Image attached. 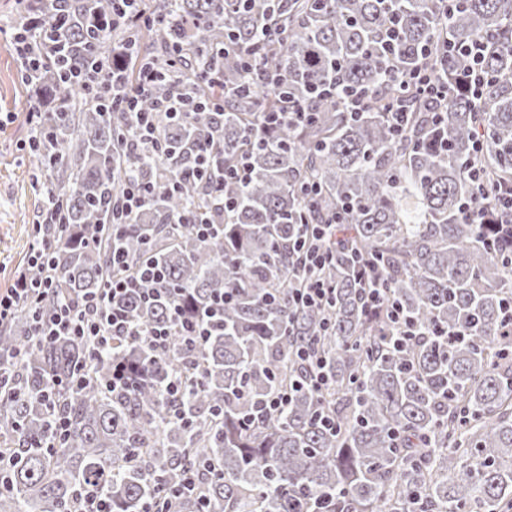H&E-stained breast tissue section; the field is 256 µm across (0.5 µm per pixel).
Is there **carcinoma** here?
Wrapping results in <instances>:
<instances>
[{"mask_svg": "<svg viewBox=\"0 0 512 512\" xmlns=\"http://www.w3.org/2000/svg\"><path fill=\"white\" fill-rule=\"evenodd\" d=\"M113 0H48L49 36L69 46L73 68L106 58L126 36L114 30ZM167 21L132 32L130 77L139 62L179 42L198 95L219 110L154 113L157 151L91 89L105 73L64 82L45 62L43 142L36 183L62 203L52 230L56 290L38 305L59 307L98 291L117 245L132 264L166 273L161 298L131 292L116 303L144 328L171 326V303L214 315L212 334L190 366L177 331L158 354L129 336L112 338L77 383L87 341L67 336L32 348L27 309L0 324V358L11 390L0 392V456H6L0 512H66L77 491L107 496L112 512H144L170 497L185 473L194 493L171 512H512V336L502 310L512 301V266L489 251V228L461 214L472 198L493 207L512 191V0H158ZM486 44L489 82L481 103L456 87L461 47ZM252 48L270 63L274 89L244 80ZM427 64L450 95L428 111L402 80ZM336 85L371 93L363 112L345 111ZM154 86L142 100L173 94ZM301 105L305 119L269 132L263 116ZM399 99L407 124L392 128ZM483 149H473L475 135ZM225 170L241 155L251 176L224 179V202L195 171L200 151ZM483 169L479 193L469 177ZM149 190L133 223L112 233V199L127 182ZM317 193L308 196L309 184ZM214 224L208 239L177 223L188 209ZM338 220V243L318 275L335 285L331 306L299 308L292 241L302 224ZM382 274L388 297L423 335L396 342L370 314L352 259ZM233 301L216 310L224 291ZM277 293L275 303L268 294ZM314 344L333 378L330 393L297 386L280 415L252 419L282 385L301 382L300 346ZM182 377L186 390L168 388ZM336 419V430L320 423ZM64 435L52 434L57 417ZM466 460L470 466L460 467Z\"/></svg>", "mask_w": 512, "mask_h": 512, "instance_id": "1", "label": "carcinoma"}]
</instances>
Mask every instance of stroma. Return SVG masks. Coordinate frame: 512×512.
<instances>
[{
    "label": "stroma",
    "instance_id": "obj_1",
    "mask_svg": "<svg viewBox=\"0 0 512 512\" xmlns=\"http://www.w3.org/2000/svg\"><path fill=\"white\" fill-rule=\"evenodd\" d=\"M16 0H0V292L26 263L35 226L45 218L44 198L35 181L37 158L24 122L28 92L20 66L6 46Z\"/></svg>",
    "mask_w": 512,
    "mask_h": 512
}]
</instances>
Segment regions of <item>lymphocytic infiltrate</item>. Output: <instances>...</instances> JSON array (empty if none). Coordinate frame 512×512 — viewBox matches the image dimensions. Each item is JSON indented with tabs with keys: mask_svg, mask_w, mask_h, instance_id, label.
<instances>
[{
	"mask_svg": "<svg viewBox=\"0 0 512 512\" xmlns=\"http://www.w3.org/2000/svg\"><path fill=\"white\" fill-rule=\"evenodd\" d=\"M53 24V19L41 9H33L25 30L14 33L9 43L21 65L26 67L30 84H38L41 80L42 56L46 53L53 57L59 77L71 80L77 77L76 72L68 66L65 52L57 45L45 44L39 52L31 45L30 31L34 30L42 35ZM109 76L110 80L104 89L106 109L123 113L135 127L141 141H153L154 123L148 113L143 111L141 100L160 80L161 71L155 63H146L139 73L137 83H129L122 57L116 53L112 56ZM334 232L335 227L331 224L308 225L306 231L300 233L292 245L298 262L314 269L322 267L330 253L329 244ZM51 253L50 241L44 236H35L30 245L28 263L45 269L46 274L39 281L31 280L23 273L16 274L11 288L0 294V321L13 317L20 306L35 307L39 298L53 289L55 278L50 273L53 265ZM110 266L111 274L101 292L84 298L79 304L61 307L54 317L37 322L35 336L45 339L54 336L75 337L91 342L97 350L108 347L116 336H142L154 351L166 352L171 346L172 334L169 329L138 327L123 310L112 305L113 298L133 290L140 291L144 297H151L150 285L163 281V272L152 266L132 270L127 258L117 251L112 254ZM365 290L370 310L386 308L387 316L399 336L407 339L416 335V326L410 317L396 303L387 302L386 286L377 270L368 271Z\"/></svg>",
	"mask_w": 512,
	"mask_h": 512,
	"instance_id": "f902f5d3",
	"label": "lymphocytic infiltrate"
}]
</instances>
